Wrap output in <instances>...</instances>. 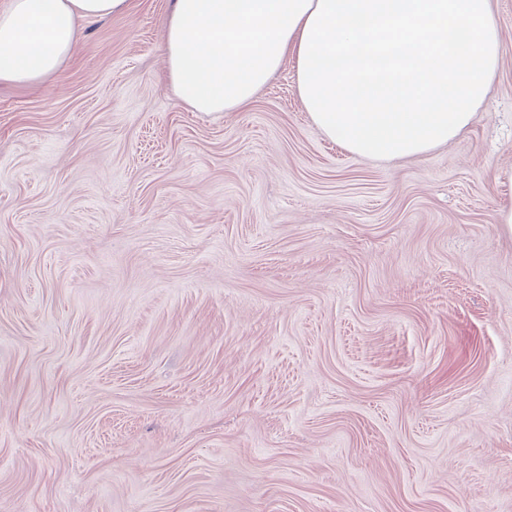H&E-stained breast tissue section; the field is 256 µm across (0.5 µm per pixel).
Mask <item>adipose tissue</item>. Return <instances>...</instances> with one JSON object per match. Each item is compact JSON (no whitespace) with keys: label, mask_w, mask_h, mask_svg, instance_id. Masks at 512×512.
<instances>
[{"label":"adipose tissue","mask_w":512,"mask_h":512,"mask_svg":"<svg viewBox=\"0 0 512 512\" xmlns=\"http://www.w3.org/2000/svg\"><path fill=\"white\" fill-rule=\"evenodd\" d=\"M129 0H8L0 8V84L57 72L80 23ZM168 76L190 108L249 106L282 66L313 123L352 154L418 157L455 139L500 63L491 0H173Z\"/></svg>","instance_id":"ef3b65f1"}]
</instances>
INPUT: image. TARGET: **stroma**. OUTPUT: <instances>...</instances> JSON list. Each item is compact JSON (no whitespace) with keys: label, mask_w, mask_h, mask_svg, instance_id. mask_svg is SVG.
Listing matches in <instances>:
<instances>
[{"label":"stroma","mask_w":512,"mask_h":512,"mask_svg":"<svg viewBox=\"0 0 512 512\" xmlns=\"http://www.w3.org/2000/svg\"><path fill=\"white\" fill-rule=\"evenodd\" d=\"M423 157L168 84L171 0L0 86V512H512V0Z\"/></svg>","instance_id":"35a3bbf8"}]
</instances>
